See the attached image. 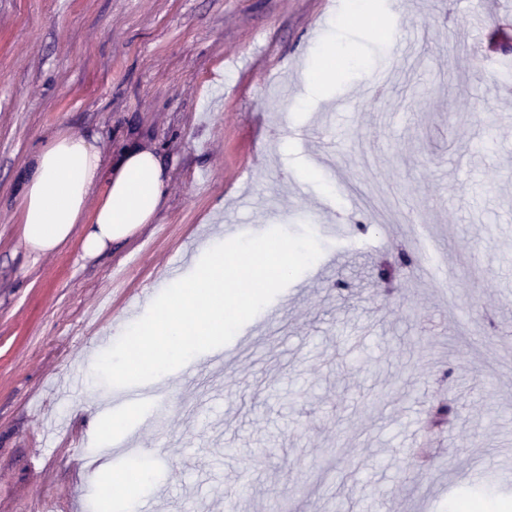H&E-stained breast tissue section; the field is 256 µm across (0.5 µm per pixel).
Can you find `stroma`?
I'll return each instance as SVG.
<instances>
[{
	"mask_svg": "<svg viewBox=\"0 0 512 512\" xmlns=\"http://www.w3.org/2000/svg\"><path fill=\"white\" fill-rule=\"evenodd\" d=\"M0 0V512H96V358L222 226H311L320 258L135 423L142 512H512V0ZM353 63L306 91L328 43ZM156 146L153 223L94 258L23 239L53 136ZM320 176H311V169ZM425 224L443 278L404 266ZM362 224L390 226L391 237ZM343 280L350 292L338 296ZM454 416L428 429L438 399Z\"/></svg>",
	"mask_w": 512,
	"mask_h": 512,
	"instance_id": "35a3bbf8",
	"label": "stroma"
}]
</instances>
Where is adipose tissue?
Returning <instances> with one entry per match:
<instances>
[{
  "label": "adipose tissue",
  "mask_w": 512,
  "mask_h": 512,
  "mask_svg": "<svg viewBox=\"0 0 512 512\" xmlns=\"http://www.w3.org/2000/svg\"><path fill=\"white\" fill-rule=\"evenodd\" d=\"M167 182L152 146L129 145L108 167L95 143L59 134L34 156L23 176L24 241L36 254L52 253L70 238L75 225L83 224L82 252L97 256L153 221ZM99 184L104 190L97 203H90Z\"/></svg>",
  "instance_id": "ef3b65f1"
}]
</instances>
